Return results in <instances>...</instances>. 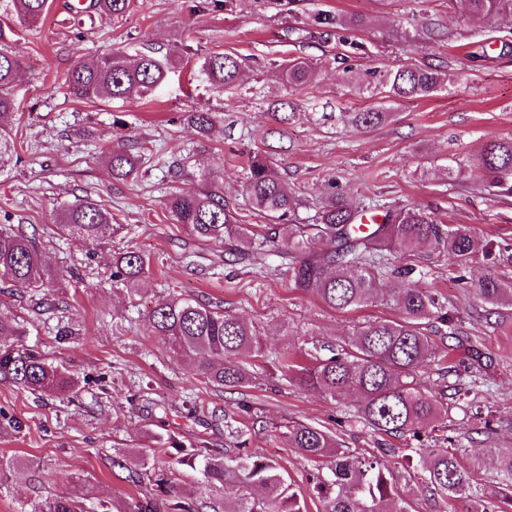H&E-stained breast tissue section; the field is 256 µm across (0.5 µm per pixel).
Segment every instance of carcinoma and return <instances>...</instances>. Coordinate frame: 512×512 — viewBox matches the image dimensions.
<instances>
[{
	"label": "carcinoma",
	"mask_w": 512,
	"mask_h": 512,
	"mask_svg": "<svg viewBox=\"0 0 512 512\" xmlns=\"http://www.w3.org/2000/svg\"><path fill=\"white\" fill-rule=\"evenodd\" d=\"M453 8L467 16L493 19L512 14V0H451ZM131 0H91L89 9L104 19L124 15ZM49 0H0V170L16 156L15 141L8 119L16 107L15 82L20 62L7 49L12 24L32 27L44 20ZM315 25L336 33L357 25L329 11L314 17ZM184 49L176 46L163 55L141 53L131 59L120 51H110L76 62L67 73L69 93L86 103L110 102L133 95L146 96L163 84L182 61ZM286 80L309 85L315 68L306 61L293 60L284 68ZM375 86L367 93L391 101L429 97L448 90L451 77L430 68H385L374 71ZM196 76L213 90L245 82L241 62L222 52L207 55ZM389 113L374 108L351 112L348 119L358 127L374 128ZM189 125L198 134H211L215 117L210 112H190ZM112 174L127 178L136 169V160L122 147L112 150ZM472 165L486 176L488 187L497 194L512 193V139L486 143L474 155ZM246 186L253 206L270 220L265 231L255 233L235 216L217 188L203 185L193 192L170 195L166 208L175 224H181L202 239H222L234 235L245 251H252L272 237L288 236V249L298 254L292 270L294 288L318 299L326 307L349 312L378 301H391L399 311L396 318H376L355 325L342 340L327 346V353L315 352L301 365L283 358V367L298 375L309 390L335 399L347 391L361 395L357 418L374 434L392 439L419 440L437 423L448 420V404L423 389L419 368L432 358V347L424 327L439 323L448 328V337L459 339L454 316L436 298L417 288L409 276L414 268L398 271L401 286L384 295L380 281L389 274L384 253L393 249L404 253L429 245L450 255L458 266L489 252L472 230L450 227L416 207L402 208L385 216L386 223L358 230L359 210L341 197H333L312 224H290L294 198L275 169L259 155L250 158ZM68 235L85 247L115 236L121 225L112 223V212L100 202L78 199L59 215ZM150 260L139 251L120 257L112 277L131 286L149 273ZM0 279L26 291L39 292L64 280L62 271L48 266L35 240L12 224H0ZM475 293L489 305L512 298V288L490 274L480 280ZM154 334L176 356L189 361L194 375L214 387L236 390L249 383L247 366L263 357L259 330L210 303L191 297L159 300L150 311ZM480 349L470 345L464 357L448 350L437 359V371L468 374L470 381L459 390L479 391L485 385ZM0 375L31 391H63L70 381L58 368L48 364L32 349L12 345L0 347ZM288 446L320 463L332 459L330 477H316L314 489L323 503V512H388L385 502L399 496L385 469L376 458L359 457L341 447L330 432L302 422L287 426ZM485 455L497 463V491L486 495L479 488L480 464L464 461L451 448H433L418 480L440 496L448 512H512V447H490ZM174 464L199 469V495L186 497L170 485L168 474L155 475L160 502L143 504L133 498L126 512H203L209 507L203 494L224 490L231 501L228 512H304L292 483L274 462L231 455L216 448H194L178 456ZM30 512H107L105 505L86 504L74 495H57L32 505Z\"/></svg>",
	"instance_id": "obj_1"
}]
</instances>
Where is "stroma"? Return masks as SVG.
Masks as SVG:
<instances>
[{
  "label": "stroma",
  "instance_id": "stroma-1",
  "mask_svg": "<svg viewBox=\"0 0 512 512\" xmlns=\"http://www.w3.org/2000/svg\"><path fill=\"white\" fill-rule=\"evenodd\" d=\"M322 10L359 20L348 33L354 48L316 32L312 19ZM175 45L188 46L197 61L233 55L249 78L219 93L188 65L149 96L109 104L78 101L66 89L77 60L110 50L163 54ZM8 48L21 63L11 119L18 161L0 172V224L20 226L49 265L72 276L41 304L0 282V313L15 317L26 330L23 344L73 386L32 393L0 378V512H28L66 492L109 502L113 512L124 499L152 498L140 456L160 435L187 449L239 448L275 461L306 512H322L313 478L329 471L289 448L285 430L295 422L331 431L357 456H381L414 512H441V500L418 484V461L407 458L403 442L383 452L384 437L355 422L357 394L331 400L277 365L283 352L334 342L354 323L394 318L397 309L374 303L338 313L300 292L285 238L241 260L236 239H201L172 222L168 196L207 179L221 187L238 223L266 225L245 185L257 153L286 179L300 221L341 195L354 206H418L495 245L461 272L428 247L394 250L390 259L417 268L418 287L454 312L462 340L487 357L483 391L470 401L449 399L447 430L423 436L421 451L448 446L469 459L489 445L512 446V306L487 314L473 291L490 272L512 287V262L501 250L512 245V195L491 194L470 164L486 141L512 138V15L468 17L450 0H231L221 8L214 0H132L124 16L103 20L53 0L43 24L19 30ZM298 57L317 64L313 83L283 80L280 64ZM381 66H432L453 73L454 84L395 102L359 95L356 84ZM370 108L389 120L363 129L343 119ZM195 110L215 115L209 137L187 124ZM120 143L141 159L137 175L123 180L108 163ZM452 160L461 166L453 178ZM84 196L101 201L123 232L93 247L71 241L57 218ZM128 250L151 260L132 290L112 279ZM187 296L220 304L261 330L264 356L246 387L222 392L195 379L154 336L155 302ZM485 418L493 427L487 434Z\"/></svg>",
  "mask_w": 512,
  "mask_h": 512
}]
</instances>
